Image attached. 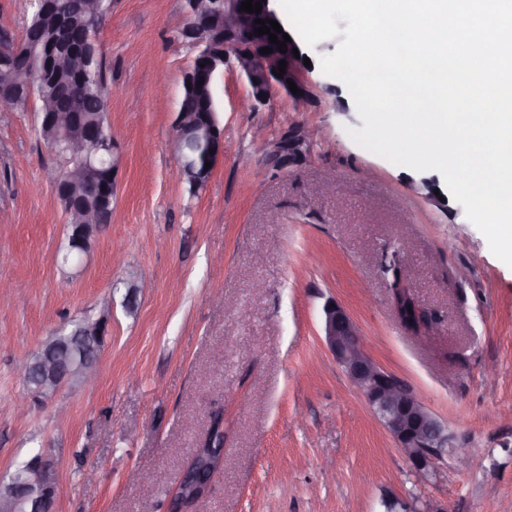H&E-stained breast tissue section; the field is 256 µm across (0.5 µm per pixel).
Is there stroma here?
Instances as JSON below:
<instances>
[{"mask_svg": "<svg viewBox=\"0 0 512 512\" xmlns=\"http://www.w3.org/2000/svg\"><path fill=\"white\" fill-rule=\"evenodd\" d=\"M183 0H112L98 34L108 121L122 150L111 223L65 260L66 217L44 177L36 122L0 106V474L39 453L56 462L58 512H166L209 426L224 414V467L196 512H512V267L437 178L357 144L339 79L304 52L310 100L281 92L253 110L230 65L214 97L224 155L198 194L177 174L173 126L194 53L170 26ZM314 130L300 166L274 171L267 144ZM398 252L421 308L396 320L382 260ZM136 301L127 304L128 286ZM335 298L365 351L480 459L416 472L328 351ZM90 315L108 335L94 384L36 400L16 366Z\"/></svg>", "mask_w": 512, "mask_h": 512, "instance_id": "1", "label": "stroma"}]
</instances>
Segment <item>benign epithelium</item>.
<instances>
[{
	"instance_id": "7a95c632",
	"label": "benign epithelium",
	"mask_w": 512,
	"mask_h": 512,
	"mask_svg": "<svg viewBox=\"0 0 512 512\" xmlns=\"http://www.w3.org/2000/svg\"><path fill=\"white\" fill-rule=\"evenodd\" d=\"M261 2V13L240 10L243 0H186L188 10L176 18L174 25L181 29L183 42L195 51V57L183 78L191 86L203 80L211 85L218 65L234 60L235 67L245 77L250 93L247 105L256 108L275 91H283L298 103L309 99V89L304 78V59L296 58L295 41L287 43V52L261 53L270 46L269 35L257 33L255 20L269 18L282 22L272 7L273 0ZM44 12L53 15L51 34L47 39L56 64L67 70L87 71L94 61L95 52L89 48L77 56L70 48L73 15L59 12L54 0H39ZM286 61V73L278 78L273 71L280 61ZM0 70L8 76L0 84V102L7 104L20 94L33 95L41 87L52 89L46 95L44 111L38 113L41 126L52 132V153L66 160L61 167L48 172L50 181L65 184L67 193L64 202L69 212L77 214L91 181L88 173L97 171L105 164L117 176L122 157L114 146L102 143L94 132L82 133L71 125L58 123L59 100L65 95L56 84L54 74L40 70L34 74L27 70H16L6 53L0 54ZM293 81L303 94H294L288 81ZM198 138V129L189 119L175 122V149L183 154L185 146ZM211 167H216L224 153L221 129L208 128ZM312 133L299 126L285 131L273 141L267 152V162L272 168L284 171L299 165L306 157ZM69 246L81 254L88 249L95 232L94 224H70ZM396 319L411 334L420 332L424 323L410 321L400 305L397 295H391ZM324 341L336 363L362 393L370 412L383 429L401 448L413 467L424 475L435 471L436 461L450 456L460 465H469L471 460L466 449L454 441L448 426L429 411L415 394L395 375L377 364L364 350L359 327L347 311L335 300L329 299L323 306ZM82 334L93 338L96 351H101L107 335L106 323L96 319L82 329ZM99 359L86 358L81 342L75 337L59 336L46 342L34 359L24 362L19 372L23 379L32 383V393L38 398H49L62 385L72 382L80 375L82 382L92 381ZM31 476L22 479L14 473L0 477V486L9 490L4 503L16 505L23 502L28 512H55L58 483L54 465L43 455L29 462Z\"/></svg>"
}]
</instances>
